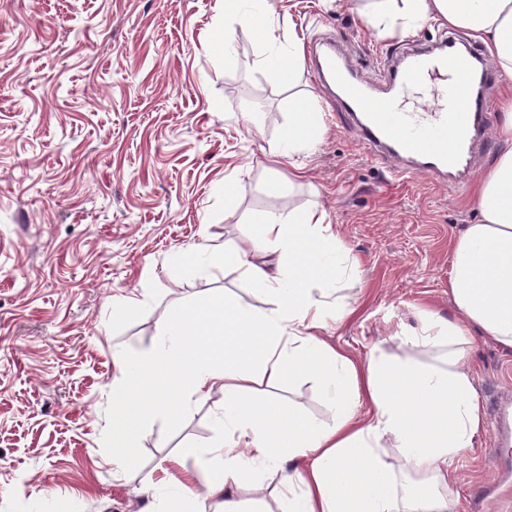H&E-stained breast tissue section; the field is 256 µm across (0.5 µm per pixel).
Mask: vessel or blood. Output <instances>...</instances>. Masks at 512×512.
Here are the masks:
<instances>
[{
    "mask_svg": "<svg viewBox=\"0 0 512 512\" xmlns=\"http://www.w3.org/2000/svg\"><path fill=\"white\" fill-rule=\"evenodd\" d=\"M462 40L442 41L438 55L412 52L388 74V96L365 93L350 69L336 65L333 54L316 60L318 74H329L343 90L342 105L357 120L360 141L372 157L386 164L394 180L420 173L456 187L473 172L487 146V88L495 84L490 64H477L474 49ZM446 82L444 95L428 112H411L405 102L411 92L425 90L430 80Z\"/></svg>",
    "mask_w": 512,
    "mask_h": 512,
    "instance_id": "b4317fda",
    "label": "vessel or blood"
}]
</instances>
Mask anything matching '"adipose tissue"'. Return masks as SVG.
Masks as SVG:
<instances>
[{"label":"adipose tissue","mask_w":512,"mask_h":512,"mask_svg":"<svg viewBox=\"0 0 512 512\" xmlns=\"http://www.w3.org/2000/svg\"><path fill=\"white\" fill-rule=\"evenodd\" d=\"M356 8L386 36L430 20L464 29L512 80V0H358ZM252 31L267 49L261 64L269 75H302L299 44L280 56L273 27ZM502 109L500 149L476 180L478 219L451 243L454 317L421 311L419 327L401 338L400 354L376 347L357 362L322 336L328 320L353 314L330 296L356 267L327 212L312 204L267 214L245 242L214 259L272 298L273 309L262 313L221 296L202 300L163 323L140 367L117 361L113 464L134 453L148 415L179 419L219 387L221 435L206 453L200 487L180 484L184 500L248 512L247 502L263 501L272 487L280 512H454L456 462L483 426L469 362L473 338L512 347V99ZM322 134L320 112L298 101L270 154L288 164L295 180H306L308 164L298 155L315 149ZM300 375L329 394L332 424L256 395L261 384ZM388 448L397 449L396 464L384 460Z\"/></svg>","instance_id":"obj_1"}]
</instances>
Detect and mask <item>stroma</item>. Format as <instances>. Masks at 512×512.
Instances as JSON below:
<instances>
[{"label": "stroma", "instance_id": "obj_1", "mask_svg": "<svg viewBox=\"0 0 512 512\" xmlns=\"http://www.w3.org/2000/svg\"><path fill=\"white\" fill-rule=\"evenodd\" d=\"M354 0H270L280 42L335 40L371 93L409 51L448 24L379 36ZM221 0H0V512H170L164 475L202 479L224 392L179 421L149 419L136 453L112 464L113 362L143 355L159 326L213 296L259 311L272 300L214 262L269 213L318 204L359 266L325 338L357 361L398 352L415 309L448 317L450 244L475 223L472 186L394 181L358 142L337 94L312 70L287 85L258 65L265 49L236 28L211 42ZM309 96L326 126L308 179L289 184L269 154L291 102ZM240 205L224 214V185ZM204 244L195 261L184 251ZM141 298L137 308L130 297ZM484 428L457 463L456 512L485 489L486 512L512 498V348L475 339ZM317 423L332 405L312 380L271 388Z\"/></svg>", "mask_w": 512, "mask_h": 512}]
</instances>
